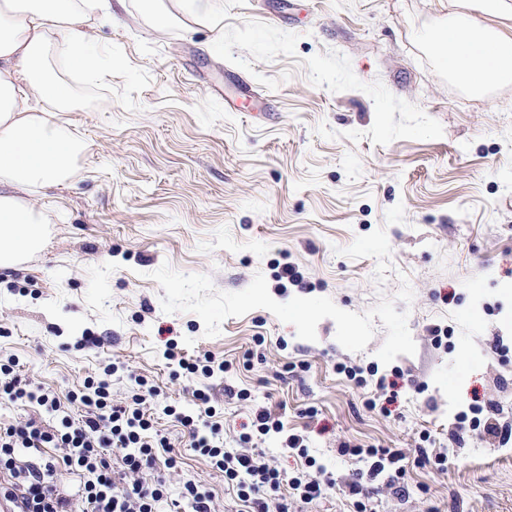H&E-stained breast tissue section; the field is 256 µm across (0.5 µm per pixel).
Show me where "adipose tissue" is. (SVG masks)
Listing matches in <instances>:
<instances>
[{
	"mask_svg": "<svg viewBox=\"0 0 512 512\" xmlns=\"http://www.w3.org/2000/svg\"><path fill=\"white\" fill-rule=\"evenodd\" d=\"M466 0H449L448 23L423 32L439 66L471 93L512 83V0H493V20L463 13ZM125 0H0V269L40 250L48 214L38 205L46 190L67 184L82 168L87 144L57 119L71 89L58 69L103 66L96 29L112 21ZM41 92L44 105L31 103Z\"/></svg>",
	"mask_w": 512,
	"mask_h": 512,
	"instance_id": "adipose-tissue-1",
	"label": "adipose tissue"
}]
</instances>
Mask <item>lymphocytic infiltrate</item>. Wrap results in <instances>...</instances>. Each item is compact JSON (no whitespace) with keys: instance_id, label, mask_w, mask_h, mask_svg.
<instances>
[{"instance_id":"lymphocytic-infiltrate-1","label":"lymphocytic infiltrate","mask_w":512,"mask_h":512,"mask_svg":"<svg viewBox=\"0 0 512 512\" xmlns=\"http://www.w3.org/2000/svg\"><path fill=\"white\" fill-rule=\"evenodd\" d=\"M186 387L201 405L189 415L168 413L186 430L191 450L223 473L251 512H294L322 493L310 475L287 477L275 460L242 445H224V428L216 418L207 390L200 382L223 374L222 360L208 352L179 359ZM118 364L87 377L82 389L59 399L32 388L19 372L16 358L0 359V405L43 407L48 420L19 418L0 424V472L11 478L7 496L17 498L21 512H163L187 503L191 512H218L205 485L182 480L181 466L169 438L153 426L151 409L156 387L139 380L138 390L124 400L112 397ZM166 472H155L156 463ZM291 495L280 496L281 486Z\"/></svg>"}]
</instances>
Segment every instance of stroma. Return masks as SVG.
<instances>
[{
	"label": "stroma",
	"instance_id": "obj_1",
	"mask_svg": "<svg viewBox=\"0 0 512 512\" xmlns=\"http://www.w3.org/2000/svg\"><path fill=\"white\" fill-rule=\"evenodd\" d=\"M444 3L224 0L218 40L126 0L97 32L111 70L64 75L88 153L41 251L0 270V356L62 398L126 363L227 512H246L235 488L164 411L195 407L169 343L228 364L207 381L227 445L263 407L283 430L257 450L330 477L301 512H354L368 465L343 443L429 457L364 479L367 512H512V440L460 425L476 404L512 422V84L474 95L439 72L419 34ZM287 264L302 283L277 279ZM86 334L99 346L76 348ZM292 433L307 456L283 452Z\"/></svg>",
	"mask_w": 512,
	"mask_h": 512
}]
</instances>
